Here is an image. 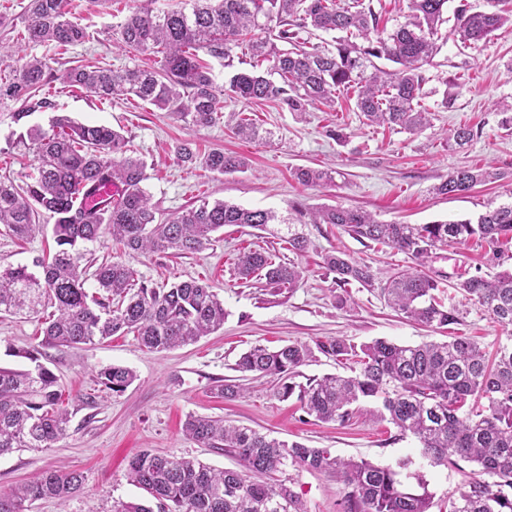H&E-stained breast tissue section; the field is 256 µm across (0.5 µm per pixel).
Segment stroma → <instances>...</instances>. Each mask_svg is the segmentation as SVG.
Wrapping results in <instances>:
<instances>
[{"instance_id": "35a3bbf8", "label": "stroma", "mask_w": 512, "mask_h": 512, "mask_svg": "<svg viewBox=\"0 0 512 512\" xmlns=\"http://www.w3.org/2000/svg\"><path fill=\"white\" fill-rule=\"evenodd\" d=\"M463 4L474 10L487 6L486 0H448L439 50L423 69L424 104L432 114V125L417 134L367 124L345 95L334 106L310 107L301 119L268 104L247 107L225 98V112L247 110L270 134L266 140H246L221 123L188 127L137 99L102 100L52 83V108L33 113L31 123L49 126L60 111L83 124L123 128L147 164L149 178L144 187L160 219L205 197L248 209H269L280 221L262 230L225 226L210 246L189 257L132 258L131 266L152 286L189 278L209 283L224 302L223 327L197 342L161 353L142 348L130 334L93 346L47 350L41 362L55 374L63 404L72 414L70 434L50 448H25L1 456L0 490H10L45 470L67 467L83 472L82 490L63 502L36 501L29 512H106L112 501L142 498V490L126 478L128 460L138 451L195 457L218 469L238 468L236 458L183 434L182 424L190 414L221 417L282 440L379 464L417 456L415 441L401 437L393 425L356 420L341 427L314 421L296 399L279 400L269 384L239 377L235 363L257 344L275 348L300 342L316 349L317 344L336 339L355 345L375 339L400 344L434 340L431 329L403 318L381 295L388 275L407 266L408 258L387 247L365 246L341 228L311 223L309 213L341 205L367 210L386 223L429 224L473 219L489 207L512 202V127L502 125L499 107L501 101H512V25L503 26L477 46L461 47L453 29L456 11ZM72 6L75 21L88 28L89 42L63 58L44 46L35 47L36 55L49 58L56 68L77 60L116 68L147 65V58L133 57L114 46V28L123 19L114 0L102 7L72 0ZM445 97L450 100L446 106L441 103ZM461 125L472 129V140L464 148H449L446 133ZM337 126L344 128L345 142L329 137V129ZM15 130L11 108L0 107V180L21 181L35 165L32 154L11 145ZM183 142L199 153L213 149L238 153L249 159L250 166L243 173L213 175L177 159L175 147ZM462 166L487 168L495 177L463 195L435 194L433 187L442 176ZM298 167L335 170V180L314 187L301 185L293 177ZM291 230L307 238L304 253L287 250L284 239ZM246 248H262L275 261L295 263L303 270L301 280L295 288L277 294L257 280L241 283L235 263ZM335 251L369 266L373 286L354 282L337 287L334 276L323 267L325 256ZM484 252L473 240L464 248L438 251L428 267L442 275L448 304L461 312L460 323L450 326L449 335L471 337L492 351L512 336V330L495 323L454 289L462 273H489ZM340 294L347 299L341 309L336 306ZM41 328L35 316L1 314L0 366L29 368L22 352L41 340ZM113 364L136 374L132 385L118 395L98 379L99 372ZM234 378L244 387L242 395L232 401L215 398L214 386ZM342 488L335 477L323 473L303 470L295 475L294 489L307 512H339Z\"/></svg>"}]
</instances>
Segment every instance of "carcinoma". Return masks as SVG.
Masks as SVG:
<instances>
[{
    "instance_id": "carcinoma-1",
    "label": "carcinoma",
    "mask_w": 512,
    "mask_h": 512,
    "mask_svg": "<svg viewBox=\"0 0 512 512\" xmlns=\"http://www.w3.org/2000/svg\"><path fill=\"white\" fill-rule=\"evenodd\" d=\"M71 0H29L28 24L16 41L0 42V106L14 104L18 139L37 165L24 185L0 181V227L18 239L33 238L52 227L57 245L32 265L0 270V314L46 315L44 337L23 351L31 369L0 368V456L20 448H49L68 435L71 413L60 404L56 376L41 362L40 348H76L114 335L132 334L151 352L195 342L224 325V303L210 286L195 280L146 285L122 260L104 261L92 273L95 291L85 288L87 245L107 236L123 253L195 254L226 225L263 229L284 224L272 211L249 210L205 199L161 221L144 187L147 164L132 154L121 131L56 115L47 130L27 125L34 112L52 102L40 95L57 78L69 87L102 99L135 96L188 125L208 127L223 114L221 89L209 59L225 68L243 63L235 49L246 47L250 69L230 78L229 91L248 102H264L303 113L317 104L330 106L336 93L351 92L356 111L371 124L410 133L431 126L423 106L422 68L437 53L438 26L447 0H409L406 21L383 37L378 18L365 0H184L162 12L137 6L119 25L117 43L127 53L153 58L147 68H110L87 63L54 76L45 57L23 55L5 63L25 46L70 50L89 41L87 27L69 17ZM490 8L459 9L457 33L469 47L487 39L512 13ZM276 22L267 36L259 32ZM338 32L334 49L301 40L307 27ZM396 65L386 71L375 64ZM234 135L254 139L260 127L244 111L232 115ZM177 157L224 176L243 172L247 159L212 150L202 156L181 144ZM490 176L486 170L459 168L435 187L442 195L468 192ZM307 186L333 181L332 172L297 168ZM110 182L121 195L102 209L79 206V199ZM314 224H332L357 241L387 246L404 254L412 266L393 272L381 294L404 317L435 331L459 322V310L438 297L440 281L426 271L437 250L476 239L488 247L487 260L500 264L503 247L512 244V203L486 211L476 220L434 224H385L371 213L344 206H323L311 213ZM325 269L337 285L371 284L373 274L344 254H328ZM240 279L257 278L279 292L293 288L302 270L273 260L264 249L238 255ZM456 290L490 319L512 326V269L493 277L471 275ZM324 354L354 364L348 376L324 375L293 381L296 370L313 358L312 348L289 343L270 350L255 345L235 370L266 378L274 396H297L304 412L322 423L341 426L362 416L394 425L410 435L430 467L479 468L481 478L463 483L448 496V512H512V344L488 357L466 336L446 342L398 344L375 339L359 346L343 340L321 343ZM105 389L122 393L136 375L111 365L99 373ZM376 403L373 408L365 407ZM183 433L209 448L236 457L240 470L216 469L197 459L170 458L148 450L134 455L127 477L149 499L114 500L107 512H306L287 471L334 474L343 484V512H432L435 494L411 457L396 466L342 458L327 448H309L272 438L224 419L189 415ZM83 473L51 470L8 492L0 491V512H27L36 500H65L80 491Z\"/></svg>"
}]
</instances>
